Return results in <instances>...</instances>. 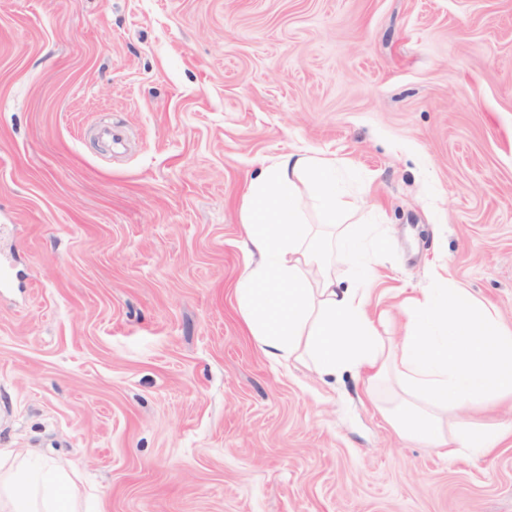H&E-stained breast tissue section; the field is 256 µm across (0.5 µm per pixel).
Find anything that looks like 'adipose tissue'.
<instances>
[{"label":"adipose tissue","instance_id":"adipose-tissue-1","mask_svg":"<svg viewBox=\"0 0 512 512\" xmlns=\"http://www.w3.org/2000/svg\"><path fill=\"white\" fill-rule=\"evenodd\" d=\"M358 200L336 185V161L290 152L270 160L251 180L241 204L239 247L244 268L236 293L242 319L270 360H304L322 374L365 376L366 395L379 398L388 378L398 401L388 421L403 437L445 449L493 453L512 440V422L477 416L512 404V326L456 284L424 288L399 305L403 333L373 303V262L358 282L342 287L318 248L328 238L342 258L354 247L341 226ZM319 224H310L308 210ZM0 512H83L54 459L24 448H0Z\"/></svg>","mask_w":512,"mask_h":512}]
</instances>
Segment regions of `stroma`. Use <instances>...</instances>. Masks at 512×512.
Wrapping results in <instances>:
<instances>
[{
  "instance_id": "1",
  "label": "stroma",
  "mask_w": 512,
  "mask_h": 512,
  "mask_svg": "<svg viewBox=\"0 0 512 512\" xmlns=\"http://www.w3.org/2000/svg\"><path fill=\"white\" fill-rule=\"evenodd\" d=\"M335 158L387 241L512 325V0H0V448L99 512H512V446L403 439L238 311L262 161Z\"/></svg>"
}]
</instances>
